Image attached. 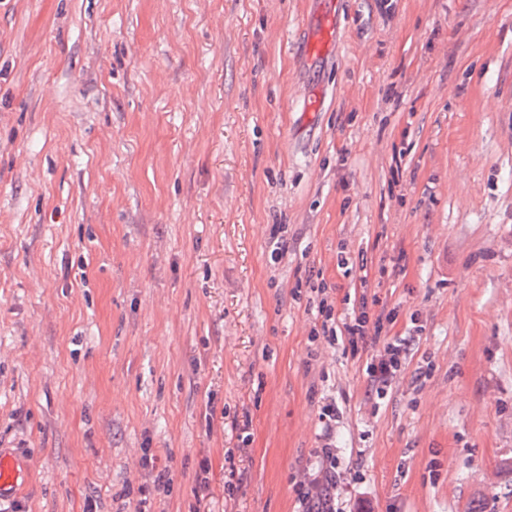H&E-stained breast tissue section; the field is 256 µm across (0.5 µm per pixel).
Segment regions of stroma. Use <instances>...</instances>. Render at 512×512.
Returning <instances> with one entry per match:
<instances>
[{"label": "stroma", "instance_id": "35a3bbf8", "mask_svg": "<svg viewBox=\"0 0 512 512\" xmlns=\"http://www.w3.org/2000/svg\"><path fill=\"white\" fill-rule=\"evenodd\" d=\"M339 4L319 62L314 0H0V512L147 448L152 512H296L326 435L338 512H512V0ZM310 279L415 334L385 399ZM22 479L15 460L0 453V497L11 490L14 492L19 487V480ZM141 466L158 492L169 493L172 489L173 479L167 465H160L159 459L153 454H145Z\"/></svg>", "mask_w": 512, "mask_h": 512}]
</instances>
